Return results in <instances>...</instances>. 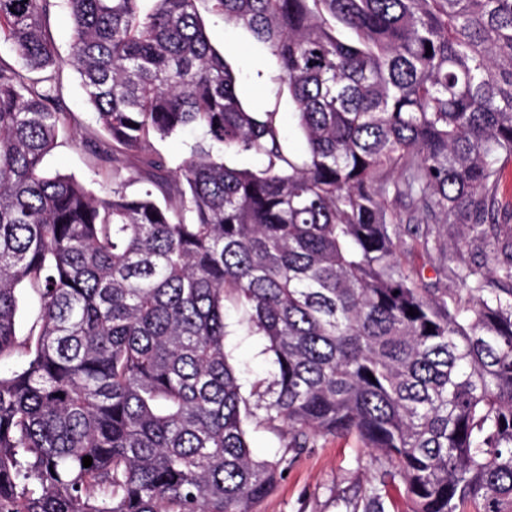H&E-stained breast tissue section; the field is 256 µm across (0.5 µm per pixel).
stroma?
I'll return each instance as SVG.
<instances>
[{
    "mask_svg": "<svg viewBox=\"0 0 512 512\" xmlns=\"http://www.w3.org/2000/svg\"><path fill=\"white\" fill-rule=\"evenodd\" d=\"M207 34L233 68L245 105L257 112L277 113L284 148L301 154L305 140L292 118V102L287 90L277 83L278 65L266 47L251 32L225 23L222 17L204 13ZM48 33L62 61L60 68L66 111L78 113L85 122L94 114L87 103L80 80L69 63L72 25L65 7L52 12ZM50 173L75 177L96 195H105L112 181L111 169L93 165L89 149L71 131L60 133L57 145L46 156ZM228 336L226 350L244 386L269 378L273 370L265 352L266 341L249 331L243 315L233 303L225 305ZM377 468L367 450L354 442L333 437L318 439L290 465L276 491L253 506V512H351L355 502L371 483Z\"/></svg>",
    "mask_w": 512,
    "mask_h": 512,
    "instance_id": "35a3bbf8",
    "label": "stroma"
}]
</instances>
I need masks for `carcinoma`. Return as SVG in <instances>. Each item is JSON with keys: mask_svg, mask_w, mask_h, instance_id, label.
Returning a JSON list of instances; mask_svg holds the SVG:
<instances>
[{"mask_svg": "<svg viewBox=\"0 0 512 512\" xmlns=\"http://www.w3.org/2000/svg\"><path fill=\"white\" fill-rule=\"evenodd\" d=\"M142 2L0 0V512H252L328 436L376 453L362 512L397 486L413 512H512V0ZM202 2L278 60L303 155L244 105ZM61 3L93 125L62 103ZM187 128L173 170L152 139ZM62 130L110 195L44 169ZM473 242L491 263L451 295L408 260L446 275ZM227 300L274 364L247 396ZM251 420L284 451L254 458ZM40 311L39 302L36 296L28 289L21 291L19 295L17 313V334L23 336L31 322L38 316Z\"/></svg>", "mask_w": 512, "mask_h": 512, "instance_id": "carcinoma-1", "label": "carcinoma"}]
</instances>
